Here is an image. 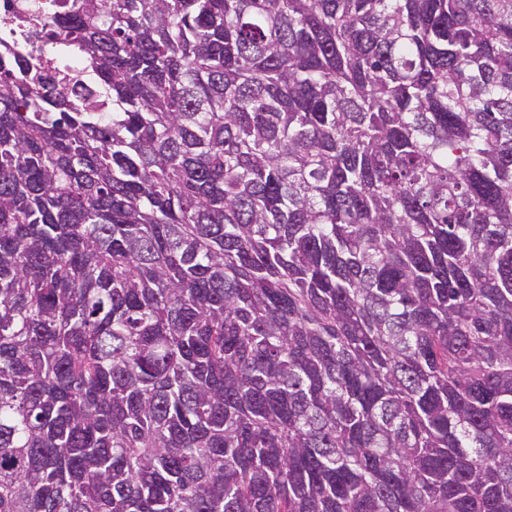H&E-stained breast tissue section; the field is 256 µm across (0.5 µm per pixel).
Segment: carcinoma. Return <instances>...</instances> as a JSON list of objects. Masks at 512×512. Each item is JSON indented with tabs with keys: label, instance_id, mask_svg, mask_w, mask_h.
<instances>
[{
	"label": "carcinoma",
	"instance_id": "cac0c4a2",
	"mask_svg": "<svg viewBox=\"0 0 512 512\" xmlns=\"http://www.w3.org/2000/svg\"><path fill=\"white\" fill-rule=\"evenodd\" d=\"M26 23L0 512H512V0Z\"/></svg>",
	"mask_w": 512,
	"mask_h": 512
}]
</instances>
